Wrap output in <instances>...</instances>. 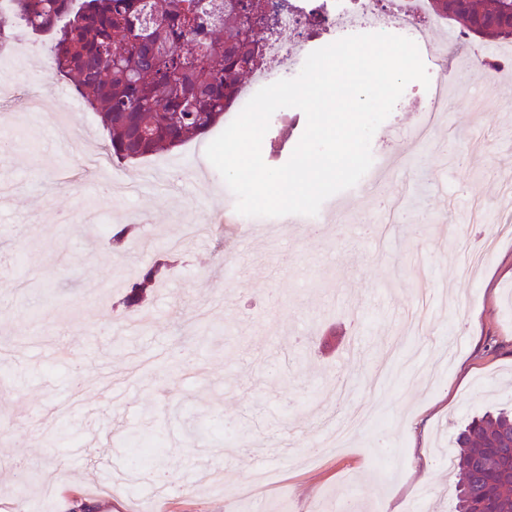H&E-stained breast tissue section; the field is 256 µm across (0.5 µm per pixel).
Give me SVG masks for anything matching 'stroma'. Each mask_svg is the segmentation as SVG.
I'll list each match as a JSON object with an SVG mask.
<instances>
[{
  "instance_id": "obj_1",
  "label": "stroma",
  "mask_w": 512,
  "mask_h": 512,
  "mask_svg": "<svg viewBox=\"0 0 512 512\" xmlns=\"http://www.w3.org/2000/svg\"><path fill=\"white\" fill-rule=\"evenodd\" d=\"M47 87L35 130L19 107L0 105V171L17 184L0 196V512H74L79 496L101 512H450L458 474L448 467L458 428L486 408L512 404V107L496 88L464 90L440 118L434 142L405 131L421 120L426 90L410 83L375 132V163L398 166L388 197L405 201L384 234L354 215L369 201L341 191L348 220L308 235L262 221L242 241L219 217L235 200L204 150L213 133L131 164L85 170L106 133L97 112L59 118ZM457 136H450L449 125ZM304 125L272 117L262 141L285 164ZM442 177L434 195L425 179ZM483 197L492 219L472 223L466 200ZM428 213L427 223L414 222ZM136 222L140 241L114 251L113 225ZM497 251L473 275L458 272L453 234ZM178 239L179 262L146 303L154 321L117 302L135 271ZM430 266L446 304L430 309L424 340L398 339L408 309L412 252ZM235 258L238 278L224 275ZM67 349L65 359L52 351ZM340 414L380 410L344 452L316 447L319 402ZM159 433V457L137 467L127 432ZM209 463L212 490L157 492ZM105 466L127 484L95 479Z\"/></svg>"
}]
</instances>
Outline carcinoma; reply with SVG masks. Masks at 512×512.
<instances>
[{
    "mask_svg": "<svg viewBox=\"0 0 512 512\" xmlns=\"http://www.w3.org/2000/svg\"><path fill=\"white\" fill-rule=\"evenodd\" d=\"M266 0H9L0 36L20 25L50 40L55 74L101 116L110 153L133 161L171 151L224 117L243 79L263 61ZM432 12L464 26L512 13V0H432ZM139 225L117 224L121 250ZM172 264L162 255L126 285L120 304L142 308ZM455 512H512V410L474 417L455 438Z\"/></svg>",
    "mask_w": 512,
    "mask_h": 512,
    "instance_id": "carcinoma-1",
    "label": "carcinoma"
}]
</instances>
